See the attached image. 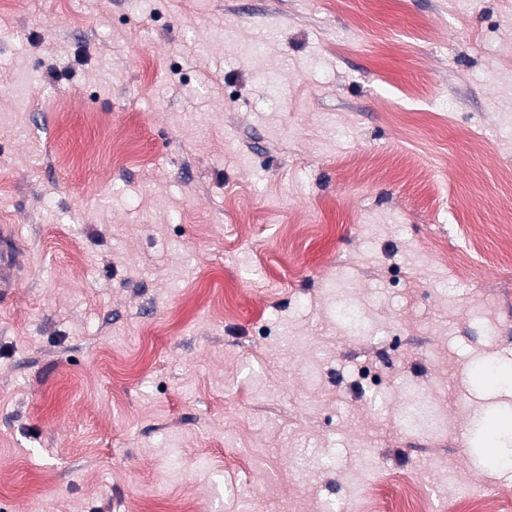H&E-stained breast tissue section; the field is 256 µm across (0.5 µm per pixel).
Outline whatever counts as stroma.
<instances>
[{
  "mask_svg": "<svg viewBox=\"0 0 512 512\" xmlns=\"http://www.w3.org/2000/svg\"><path fill=\"white\" fill-rule=\"evenodd\" d=\"M509 182L512 0H6L0 512H512ZM23 249L15 233V226L0 225V299L21 280ZM464 481H456L453 483V492L457 503L472 502L471 509L479 512H494L496 510V502L492 495H482L474 497L463 493L466 486Z\"/></svg>",
  "mask_w": 512,
  "mask_h": 512,
  "instance_id": "35a3bbf8",
  "label": "stroma"
}]
</instances>
